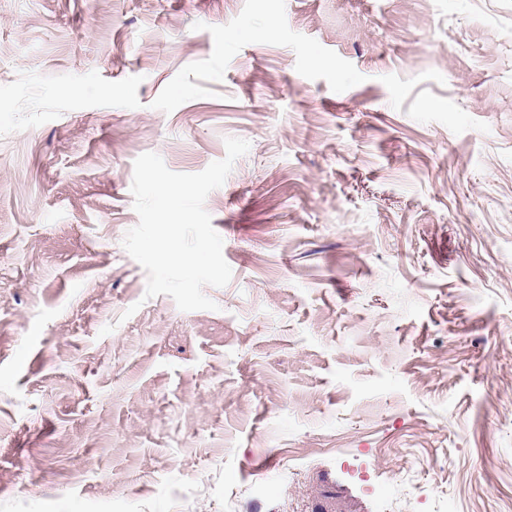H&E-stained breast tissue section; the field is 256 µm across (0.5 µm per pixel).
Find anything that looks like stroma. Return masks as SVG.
I'll return each instance as SVG.
<instances>
[{"instance_id": "stroma-1", "label": "stroma", "mask_w": 512, "mask_h": 512, "mask_svg": "<svg viewBox=\"0 0 512 512\" xmlns=\"http://www.w3.org/2000/svg\"><path fill=\"white\" fill-rule=\"evenodd\" d=\"M229 136L146 298L135 159ZM248 504L512 512V0H0V512Z\"/></svg>"}]
</instances>
